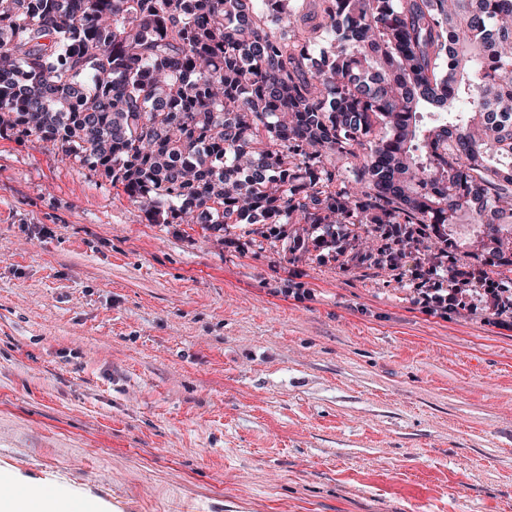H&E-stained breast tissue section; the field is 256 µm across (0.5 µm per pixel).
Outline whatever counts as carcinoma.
<instances>
[{"label":"carcinoma","mask_w":512,"mask_h":512,"mask_svg":"<svg viewBox=\"0 0 512 512\" xmlns=\"http://www.w3.org/2000/svg\"><path fill=\"white\" fill-rule=\"evenodd\" d=\"M0 0V130L290 252L467 211L511 265L512 0ZM349 161L345 169L336 159Z\"/></svg>","instance_id":"cac0c4a2"}]
</instances>
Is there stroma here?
Wrapping results in <instances>:
<instances>
[{"mask_svg":"<svg viewBox=\"0 0 512 512\" xmlns=\"http://www.w3.org/2000/svg\"><path fill=\"white\" fill-rule=\"evenodd\" d=\"M374 234L334 256L152 224L105 175L0 133V473L96 512H512V315L422 300Z\"/></svg>","mask_w":512,"mask_h":512,"instance_id":"obj_1","label":"stroma"}]
</instances>
